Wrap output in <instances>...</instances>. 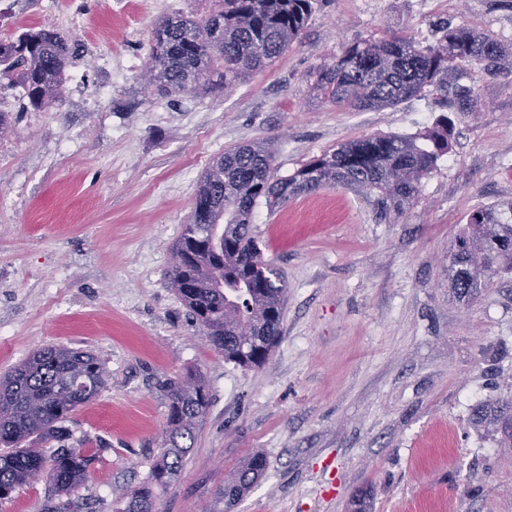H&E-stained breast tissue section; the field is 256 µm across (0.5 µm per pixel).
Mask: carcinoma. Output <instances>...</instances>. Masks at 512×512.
Returning a JSON list of instances; mask_svg holds the SVG:
<instances>
[{
	"instance_id": "1",
	"label": "carcinoma",
	"mask_w": 512,
	"mask_h": 512,
	"mask_svg": "<svg viewBox=\"0 0 512 512\" xmlns=\"http://www.w3.org/2000/svg\"><path fill=\"white\" fill-rule=\"evenodd\" d=\"M204 18L177 17L158 24L146 71L159 93L190 95L224 89L250 71L264 68L302 34L314 0H213ZM504 47L463 27L445 28L438 44L422 47L405 36L350 45L335 63L322 68L314 94L337 107L366 110L393 106L428 86L447 90L438 77L451 63L495 67ZM71 57L68 39L43 28H18L0 39V79L18 84L31 107L50 101ZM474 90L458 85L453 105L470 112ZM453 127L441 116L412 136H371L324 153L287 177L274 176L275 155L267 143L243 144L224 152L206 169L196 192L190 223L173 247L170 288L227 361L258 367L267 359L280 324L287 284L263 258L250 227L260 201L273 206L326 186L355 188L373 198L383 218L416 202L421 180L448 154ZM512 274V203L472 212L459 228L449 269L451 288L473 299L493 279ZM105 386L103 365L90 352L46 346L0 375V499L47 474L54 496L43 512H77L80 506L55 497L86 479L99 452L58 448L51 458L30 447L34 436L64 435L61 423L95 400ZM210 406L204 377L196 373L171 390L164 451L149 481L125 489L112 512L156 508L155 488L170 483ZM501 430L512 440V394L495 401ZM266 469L260 453L247 457L224 486L228 506Z\"/></svg>"
}]
</instances>
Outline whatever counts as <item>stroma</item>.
I'll return each instance as SVG.
<instances>
[{"instance_id": "35a3bbf8", "label": "stroma", "mask_w": 512, "mask_h": 512, "mask_svg": "<svg viewBox=\"0 0 512 512\" xmlns=\"http://www.w3.org/2000/svg\"><path fill=\"white\" fill-rule=\"evenodd\" d=\"M30 26L68 37L75 54L47 108L22 89L0 129V374L35 349L62 345L104 365L99 397L72 412L54 448L100 449L69 494L82 512H112L121 489L149 478L162 452L168 386L201 373L210 407L158 512H512V441L492 413L512 393V275L477 299L454 294L457 227L512 201V0H316L301 38L228 88L164 96L145 65L152 32L210 0H22ZM115 36L71 26L74 11ZM508 48L495 72L467 63L442 75L480 106L453 112L435 88L394 106L351 112L312 92L318 72L352 43L393 34L429 46L446 25ZM132 38H123L124 26ZM130 59L123 78L97 52ZM452 148L424 176L418 201L376 220L368 197L326 187L273 207L252 229L288 290L263 365L225 361L169 286L172 248L198 183L224 151L271 143L284 177L340 145L409 135L439 115ZM262 452L264 475L233 509L221 491Z\"/></svg>"}]
</instances>
